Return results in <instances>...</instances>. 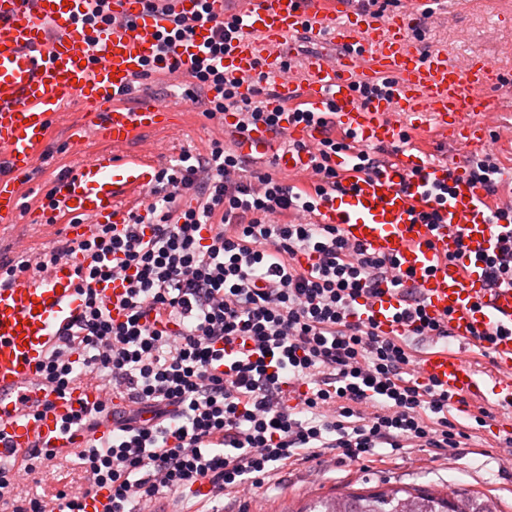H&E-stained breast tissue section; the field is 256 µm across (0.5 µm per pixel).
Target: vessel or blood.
Here are the masks:
<instances>
[{
    "label": "vessel or blood",
    "mask_w": 512,
    "mask_h": 512,
    "mask_svg": "<svg viewBox=\"0 0 512 512\" xmlns=\"http://www.w3.org/2000/svg\"><path fill=\"white\" fill-rule=\"evenodd\" d=\"M167 2L165 12L146 9L143 0H110L111 26L91 31L79 22L86 0H0V224L17 221L22 204L15 177L33 169L53 115L77 104L84 115L72 140L97 137L114 155L56 179V211L79 217L71 228L77 240L100 224L122 229L126 213L117 195L149 189L158 168L119 151L166 119L161 103H129L123 94L155 56L171 15L193 28L191 39L175 47L183 60L200 54L220 24H227L224 70L241 79L242 96H251L258 74H265L273 82V105L304 102L310 111L332 113L356 147L391 149V158L370 175L322 200L315 221L336 225L349 244L411 272L410 288L427 318L446 325L456 350L425 354L413 380L438 384L463 414L477 405L512 410V284L492 287L485 276L486 258L500 251L512 228L493 223L485 192L466 167L403 146L397 120L402 114L416 127L435 124L455 145L512 139V122H502L494 102H485L474 121L464 119L476 90L511 94L512 82L481 54L456 66L419 50L412 33L432 0H399L387 14L361 0H244L237 11L227 0ZM299 54L300 77L286 69ZM380 79L391 81L389 94L363 103L357 85ZM212 126L239 154L269 158L282 176L310 173L311 163L307 152L281 149V137L314 146L324 135L317 125L288 124L278 131L260 124L240 133L234 121L217 118ZM86 263L77 253L43 276L20 275L0 288V452L35 446L63 451L86 439L79 431L63 432L62 424L79 405L103 400L104 392L85 380L63 397L40 375L48 349L83 311L76 274ZM95 289L111 305L113 320L124 321L123 278L98 282ZM405 302L404 290L383 287L360 302L354 317L398 334ZM474 345L490 353V375L467 366L465 353Z\"/></svg>",
    "instance_id": "b4317fda"
}]
</instances>
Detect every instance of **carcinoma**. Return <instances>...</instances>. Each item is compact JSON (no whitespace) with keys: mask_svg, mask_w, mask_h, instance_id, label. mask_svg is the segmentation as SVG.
<instances>
[{"mask_svg":"<svg viewBox=\"0 0 512 512\" xmlns=\"http://www.w3.org/2000/svg\"><path fill=\"white\" fill-rule=\"evenodd\" d=\"M306 512H497L483 498L470 494L453 497L431 490L392 489L357 494L348 492L315 500Z\"/></svg>","mask_w":512,"mask_h":512,"instance_id":"cac0c4a2","label":"carcinoma"}]
</instances>
